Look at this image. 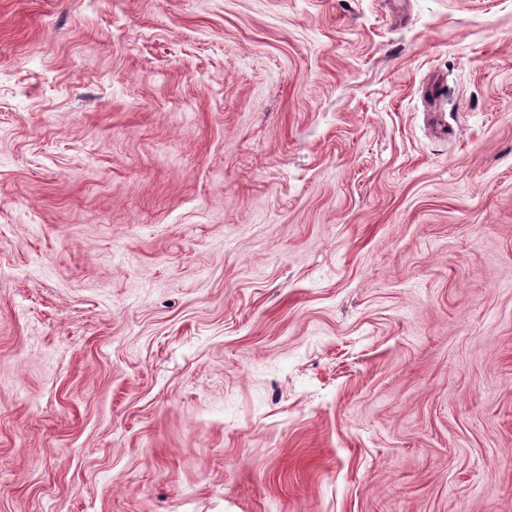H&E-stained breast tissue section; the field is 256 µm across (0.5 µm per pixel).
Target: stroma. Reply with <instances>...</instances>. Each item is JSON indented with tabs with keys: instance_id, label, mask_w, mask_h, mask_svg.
<instances>
[{
	"instance_id": "stroma-1",
	"label": "stroma",
	"mask_w": 512,
	"mask_h": 512,
	"mask_svg": "<svg viewBox=\"0 0 512 512\" xmlns=\"http://www.w3.org/2000/svg\"><path fill=\"white\" fill-rule=\"evenodd\" d=\"M0 512H512V0H0Z\"/></svg>"
}]
</instances>
